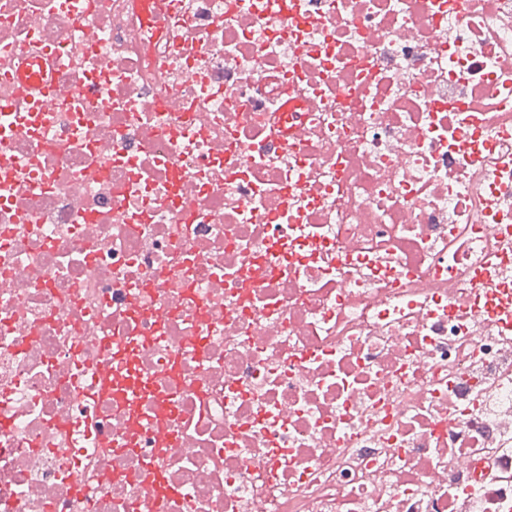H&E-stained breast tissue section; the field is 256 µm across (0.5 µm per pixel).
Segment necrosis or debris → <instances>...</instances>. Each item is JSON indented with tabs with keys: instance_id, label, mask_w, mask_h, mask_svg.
Listing matches in <instances>:
<instances>
[{
	"instance_id": "necrosis-or-debris-1",
	"label": "necrosis or debris",
	"mask_w": 512,
	"mask_h": 512,
	"mask_svg": "<svg viewBox=\"0 0 512 512\" xmlns=\"http://www.w3.org/2000/svg\"><path fill=\"white\" fill-rule=\"evenodd\" d=\"M459 2L0 0V512H512V0ZM34 59L30 66L20 75L19 82L23 85L30 100L36 96L44 95L51 88L48 70L52 69L53 57L43 50L34 51Z\"/></svg>"
}]
</instances>
